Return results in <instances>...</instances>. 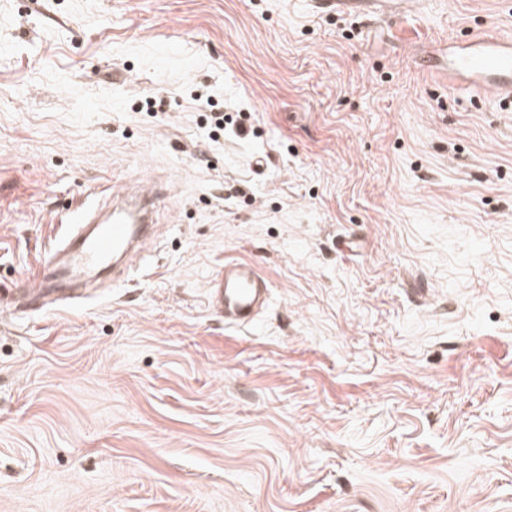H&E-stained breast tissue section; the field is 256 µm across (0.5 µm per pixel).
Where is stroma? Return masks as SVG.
Wrapping results in <instances>:
<instances>
[{
  "label": "stroma",
  "mask_w": 512,
  "mask_h": 512,
  "mask_svg": "<svg viewBox=\"0 0 512 512\" xmlns=\"http://www.w3.org/2000/svg\"><path fill=\"white\" fill-rule=\"evenodd\" d=\"M478 30L512 0H0V293L171 186L128 282L0 313V512H512V103L440 71ZM394 0H318L316 6L326 10H355L359 12L375 11L379 4L393 2ZM270 285L248 261L224 262L217 270L208 288L209 306L225 325L245 327L253 324L266 307Z\"/></svg>",
  "instance_id": "obj_1"
}]
</instances>
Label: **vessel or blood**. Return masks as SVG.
I'll return each mask as SVG.
<instances>
[{"label": "vessel or blood", "mask_w": 512, "mask_h": 512, "mask_svg": "<svg viewBox=\"0 0 512 512\" xmlns=\"http://www.w3.org/2000/svg\"><path fill=\"white\" fill-rule=\"evenodd\" d=\"M383 0H317L326 10H375ZM446 73L475 89L493 90L512 101V39L491 32L470 36L449 52ZM167 190L161 185H141L126 180L113 194L103 196L80 213L59 247L30 277L33 296L55 303L76 302L79 284L96 280L104 271L126 274L136 258L156 238L157 203ZM270 285L248 261L225 262L210 281L208 299L225 324H253L266 307Z\"/></svg>", "instance_id": "vessel-or-blood-1"}]
</instances>
